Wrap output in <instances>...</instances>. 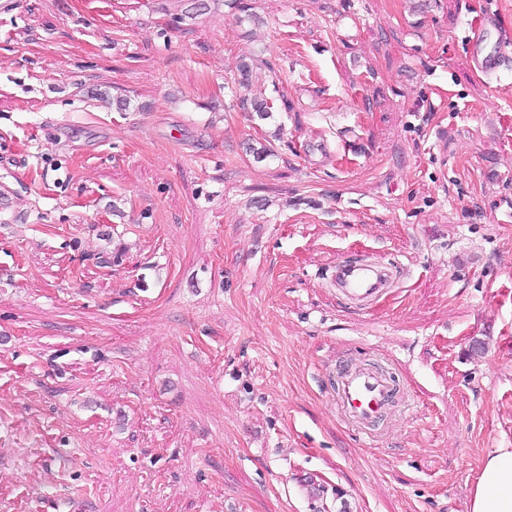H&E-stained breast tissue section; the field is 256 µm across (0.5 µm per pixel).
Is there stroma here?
<instances>
[{"instance_id":"obj_1","label":"stroma","mask_w":512,"mask_h":512,"mask_svg":"<svg viewBox=\"0 0 512 512\" xmlns=\"http://www.w3.org/2000/svg\"><path fill=\"white\" fill-rule=\"evenodd\" d=\"M243 3L0 9V512H466L512 448V0ZM340 349L410 396L377 444ZM495 27V19L487 15L479 23L474 25L469 36V47L473 59L480 71L487 77L497 78L504 65L500 55L488 47V35ZM402 276L403 270L398 265L372 257L336 259L330 272L336 297L362 309L390 297Z\"/></svg>"}]
</instances>
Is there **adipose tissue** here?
<instances>
[{
  "label": "adipose tissue",
  "instance_id": "1",
  "mask_svg": "<svg viewBox=\"0 0 512 512\" xmlns=\"http://www.w3.org/2000/svg\"><path fill=\"white\" fill-rule=\"evenodd\" d=\"M468 512H512V448L497 449L484 460Z\"/></svg>",
  "mask_w": 512,
  "mask_h": 512
}]
</instances>
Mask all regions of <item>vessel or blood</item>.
Segmentation results:
<instances>
[{"label":"vessel or blood","mask_w":512,"mask_h":512,"mask_svg":"<svg viewBox=\"0 0 512 512\" xmlns=\"http://www.w3.org/2000/svg\"><path fill=\"white\" fill-rule=\"evenodd\" d=\"M495 26L493 16L484 17L473 26L469 47L480 71L497 77L503 61L488 46V35ZM403 270L381 260L345 257L337 259L330 279L338 298L358 308H369L390 297L398 287ZM399 401V389L391 374L370 363L344 366L336 383V406L340 414L369 438L382 436L383 424L389 423Z\"/></svg>","instance_id":"1"}]
</instances>
